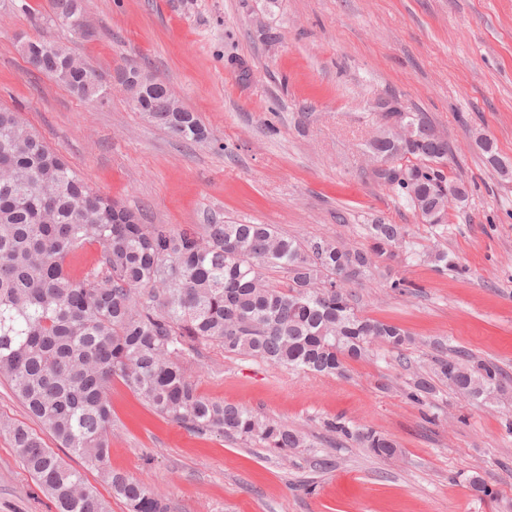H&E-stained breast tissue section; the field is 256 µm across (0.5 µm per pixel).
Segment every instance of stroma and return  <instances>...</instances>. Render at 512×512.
<instances>
[{
	"label": "stroma",
	"mask_w": 512,
	"mask_h": 512,
	"mask_svg": "<svg viewBox=\"0 0 512 512\" xmlns=\"http://www.w3.org/2000/svg\"><path fill=\"white\" fill-rule=\"evenodd\" d=\"M79 36L50 0H0V106L20 112L84 181L141 223L180 230L272 224L301 238L367 244L377 221L406 225L418 252L447 250V273L400 261L352 289L364 315L417 340L409 363L381 351L343 377L305 375L202 347L197 392L305 434L289 456L163 420L121 382L110 393L109 463L142 479L169 512H512V0H86ZM58 43L112 86L77 98L28 67L18 35ZM140 67L196 113L208 140L187 143L135 112L113 80ZM424 113L450 147L446 173L468 197L447 224L422 223L371 176L366 144L379 103ZM405 277L412 294L386 286ZM447 344L499 370L509 387L481 403L441 388L406 396ZM365 426L395 440L383 460L329 431ZM490 488L475 494L472 477ZM0 512H56L0 434Z\"/></svg>",
	"instance_id": "1"
}]
</instances>
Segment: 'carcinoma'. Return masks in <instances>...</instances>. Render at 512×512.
Instances as JSON below:
<instances>
[{"mask_svg":"<svg viewBox=\"0 0 512 512\" xmlns=\"http://www.w3.org/2000/svg\"><path fill=\"white\" fill-rule=\"evenodd\" d=\"M51 2L64 20L83 0ZM34 51L38 70L79 94L84 72L70 68L71 54L41 40ZM142 108L149 121L182 140L210 135L164 84L146 92ZM379 116L414 131L404 142L384 127L368 142L379 162L373 178L402 193L424 222L445 223L450 200L467 196L443 171L448 142L421 112ZM480 146L492 167L512 174L493 141L484 138ZM366 231L369 245L351 248L323 237L288 236L272 224H204L197 231L142 224L97 195L18 113L0 108V378L82 468L65 462L23 423L0 417V432L57 512H110L85 484L92 470L129 512H168L150 484L108 465L115 379L193 433L234 437L286 455L306 447L297 430L196 392L185 362L200 346L216 344L228 354L321 375H343L348 362L376 347L406 360L410 334L359 314L349 288L371 280L379 264L419 253L403 224L377 222ZM87 245L99 248L96 264L68 270V259ZM272 268L288 274L285 286L270 284ZM434 350L431 375L407 382L411 401L424 402L441 385L485 403L504 391L496 368L452 357L442 343ZM328 428L380 459L398 454L394 440L373 430L341 423Z\"/></svg>","mask_w":512,"mask_h":512,"instance_id":"cac0c4a2","label":"carcinoma"}]
</instances>
